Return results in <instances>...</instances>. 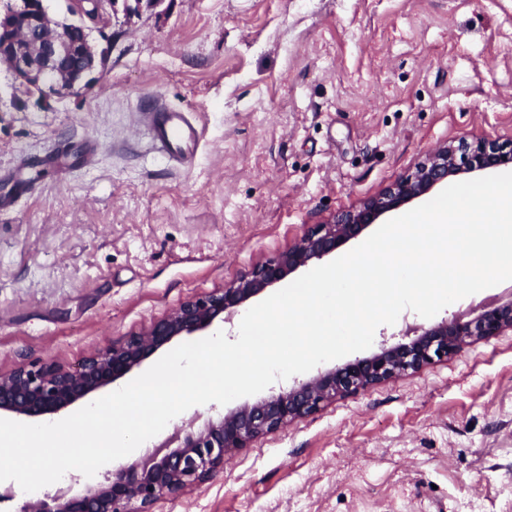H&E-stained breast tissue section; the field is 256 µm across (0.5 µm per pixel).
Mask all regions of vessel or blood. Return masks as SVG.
<instances>
[{"label": "vessel or blood", "mask_w": 512, "mask_h": 512, "mask_svg": "<svg viewBox=\"0 0 512 512\" xmlns=\"http://www.w3.org/2000/svg\"><path fill=\"white\" fill-rule=\"evenodd\" d=\"M149 126L153 143L171 162L184 163L196 152L200 132L183 111L154 108Z\"/></svg>", "instance_id": "1"}]
</instances>
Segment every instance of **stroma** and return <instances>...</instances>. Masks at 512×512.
Returning a JSON list of instances; mask_svg holds the SVG:
<instances>
[{"label":"stroma","mask_w":512,"mask_h":512,"mask_svg":"<svg viewBox=\"0 0 512 512\" xmlns=\"http://www.w3.org/2000/svg\"><path fill=\"white\" fill-rule=\"evenodd\" d=\"M39 102L0 66V371L223 290L450 141L512 146V0H159ZM201 132L184 165L149 109ZM157 512H512V335L329 404Z\"/></svg>","instance_id":"stroma-1"}]
</instances>
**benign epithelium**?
<instances>
[{
  "label": "benign epithelium",
  "instance_id": "benign-epithelium-1",
  "mask_svg": "<svg viewBox=\"0 0 512 512\" xmlns=\"http://www.w3.org/2000/svg\"><path fill=\"white\" fill-rule=\"evenodd\" d=\"M68 0V13L81 19L84 34L75 41L67 28L54 23L44 0H22L0 13V65L19 84L40 98L75 93L89 76L104 68L106 55L90 41L93 25L103 16L132 10L130 0ZM512 167V149L483 139L447 143L436 149L411 175L401 177L379 195L310 228L292 247L274 259L258 262L224 290L188 300L122 341L104 346L77 370L50 363L20 365L0 372V412L22 420L60 412L92 393L124 378L154 351L177 336H191L216 319L232 321L251 298L337 251L359 237L385 214L428 194L437 185L478 171ZM512 333V302L486 309L463 321L443 319L429 326L409 325L401 332L408 342L384 339L377 352L341 366L320 369L305 380L254 403L223 412L200 431L177 429L178 446L164 455L156 451L140 467L106 471L93 486L49 491L19 499L13 512H154L164 498H176L224 472V458L283 428L323 410L336 399L417 372L454 355L463 345Z\"/></svg>",
  "mask_w": 512,
  "mask_h": 512
}]
</instances>
